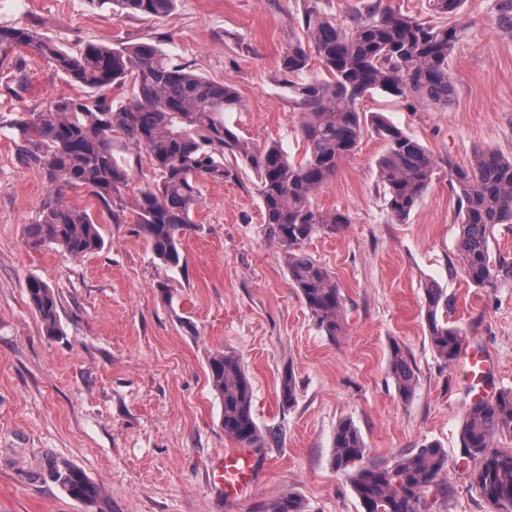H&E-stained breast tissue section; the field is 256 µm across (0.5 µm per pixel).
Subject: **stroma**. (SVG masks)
<instances>
[{
    "instance_id": "35a3bbf8",
    "label": "stroma",
    "mask_w": 512,
    "mask_h": 512,
    "mask_svg": "<svg viewBox=\"0 0 512 512\" xmlns=\"http://www.w3.org/2000/svg\"><path fill=\"white\" fill-rule=\"evenodd\" d=\"M309 0H177L166 18L117 17L90 0H0V25L37 24L64 50L89 42H150L209 79L233 83L238 108L224 122L254 142L279 141L303 156L299 110L277 79L280 58L300 34ZM449 25L459 40L448 60L452 105L438 109L375 91L359 109L381 115L438 162L419 206L404 221L388 213L377 178L385 144L366 133L317 192L325 211L348 213L336 233L304 250L336 278L342 331L324 336L293 288L282 251L266 239L256 177L205 183L184 263L154 259L139 225L112 223L87 192L70 193L100 225L101 249L75 258L58 247L31 249L25 228L47 185L23 162L5 125L22 112L80 95L23 48L28 86L21 100L0 95V512H253L285 494L307 512H363L346 473L332 464L333 436L352 421L373 461L391 463L435 442L448 452L442 486L425 512H494L476 489L478 461L463 457L460 431L472 400L460 363L434 352L425 322L427 285L454 300L469 350L485 354L493 389L512 387V280L469 284L460 269V221L448 166L477 151L512 159V38L495 24L494 0H465ZM38 276L59 296L60 336L48 337L27 296ZM169 294H162V286ZM400 346L417 377L402 400L390 373ZM238 355L254 390V412L277 443L257 455L259 477L227 502L212 466L234 440L208 379L211 353ZM293 375L296 401L280 384ZM74 467L101 489L71 499L47 479L50 465Z\"/></svg>"
}]
</instances>
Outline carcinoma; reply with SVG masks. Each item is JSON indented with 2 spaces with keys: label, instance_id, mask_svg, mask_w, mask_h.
Here are the masks:
<instances>
[{
  "label": "carcinoma",
  "instance_id": "cac0c4a2",
  "mask_svg": "<svg viewBox=\"0 0 512 512\" xmlns=\"http://www.w3.org/2000/svg\"><path fill=\"white\" fill-rule=\"evenodd\" d=\"M112 3L121 15L163 18L177 0H95ZM444 17L464 0H427ZM498 31L512 38V0H495ZM301 37L283 53L279 77L300 110L299 134L304 159L293 163L278 142L263 145L238 135L224 124V112L240 104L235 87L197 74L150 43L88 44L77 53L62 49L35 27L0 26V53L24 47L83 89L42 112L20 113L4 125L23 157L36 165L48 186L39 217L28 225L33 249L55 245L73 257L103 246L91 214L66 200L69 190L97 198L114 224L131 217L148 237L152 254L169 268L181 266V238L194 226L203 181L237 178L236 161L257 177L264 234L288 257V273L318 329L330 338L341 330L340 289L331 274L303 252L318 233H334L350 223L347 213L323 211L313 203L317 190L336 174L339 163L358 148L365 131L385 142L378 161V181L392 217L405 220L423 200L437 161L423 145L384 117L366 118L358 104L380 90L445 109L455 96L448 70L458 30L426 25L382 5V0L348 12L339 25L310 0L299 21ZM317 61L329 78L304 80ZM133 82L129 101L116 105L105 91ZM22 62L0 86L11 97L26 88ZM127 143L139 150L137 165L147 161L150 176L127 202L123 191L132 167L117 155ZM448 185L461 218L460 258L467 280L495 288L512 279V258H491L489 237L498 224L512 225V160L481 151L468 168L448 163ZM28 299L48 336L60 334L59 299L37 276L25 283ZM453 302L444 289L425 288V317L430 342L446 363L456 361L467 345L466 331L448 320ZM211 386L220 398L224 435L244 447L263 448L275 433L262 431L253 416V388L239 357L229 351L208 362ZM390 371L398 393L409 400L416 375L400 347L393 348ZM500 437L512 439V389L475 401L461 431L463 456L478 459L474 473L480 494L496 509L512 507V450L491 449ZM332 463L349 474L364 512H423L426 493L439 486L448 470V452L429 443L393 464L368 459L363 438L350 421L340 422L333 437ZM48 479L76 501L93 499L98 488L78 469L52 468ZM259 512H305L303 502L283 495Z\"/></svg>",
  "mask_w": 512,
  "mask_h": 512
}]
</instances>
